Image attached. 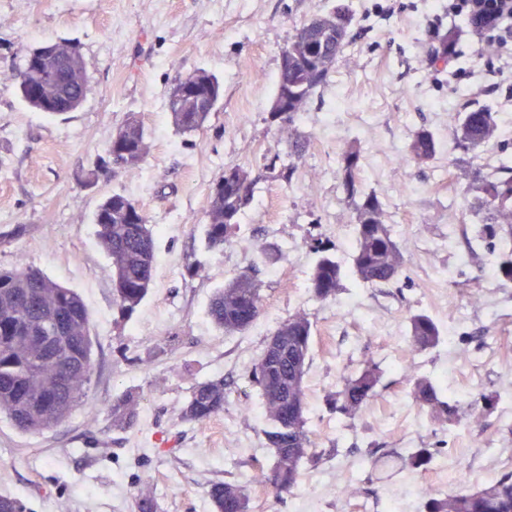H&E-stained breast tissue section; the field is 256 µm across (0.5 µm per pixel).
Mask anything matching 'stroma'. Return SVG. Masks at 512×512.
Here are the masks:
<instances>
[{"label":"stroma","instance_id":"1","mask_svg":"<svg viewBox=\"0 0 512 512\" xmlns=\"http://www.w3.org/2000/svg\"><path fill=\"white\" fill-rule=\"evenodd\" d=\"M346 2L351 34L327 83L296 121L307 140L291 184L264 177L267 156L287 155L288 134L269 114L279 54L296 29ZM452 33L446 69L430 66L436 36ZM66 40L84 61L90 90L72 112L32 108L19 89L28 49ZM476 31L448 16V0H0V231L25 236L0 246V268L18 258L75 290L91 316L94 375L85 404L35 434L0 419V494L29 512H136L149 486L159 512H213L212 483L248 487L251 512H361L376 500L392 512H422V490L448 493L512 471V285L487 280L494 262L477 218L462 205L471 173L512 159V85L481 54ZM214 75L222 98L203 127L179 132L169 99L183 77ZM497 112L495 137L477 155L457 146L460 113ZM147 133L137 170L94 174L129 116ZM429 130L435 157L409 158L416 132ZM361 152L359 181L382 203L405 256L394 281L362 285L345 276L337 300L312 297L318 225L341 261L354 247L355 213L337 171L347 145ZM249 167L258 181L237 240L208 247L204 225L212 184L225 166ZM137 201L156 230L148 296L128 317L112 303V263L93 215L109 195ZM261 285L253 328L228 335L207 315L224 282L241 273ZM481 295L473 303L470 290ZM313 327L304 379L308 429L322 455L299 485L276 499L251 484V461L270 460L262 399L249 371L267 337L296 311ZM424 313L446 338L411 353L408 317ZM372 357L384 387L354 420L328 400L341 374ZM412 368L470 401L499 396L480 425L443 427L407 394ZM221 378L223 414L200 428L181 418L192 382ZM140 399L138 426H112V400ZM436 449L424 471L404 459ZM357 487L338 495L336 485Z\"/></svg>","mask_w":512,"mask_h":512}]
</instances>
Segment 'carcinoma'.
I'll list each match as a JSON object with an SVG mask.
<instances>
[{
  "mask_svg": "<svg viewBox=\"0 0 512 512\" xmlns=\"http://www.w3.org/2000/svg\"><path fill=\"white\" fill-rule=\"evenodd\" d=\"M353 15L339 4L328 15L309 20L296 30L288 46L297 64L278 71L276 95L288 94V156L300 155L307 140L292 129L297 115L305 111L309 99L328 80L337 57L346 42ZM33 84L56 90V100L36 97L31 87L20 86L21 95L33 108L49 115L76 110L89 91V79L83 61H78L66 84H61L54 62L42 59L30 67ZM199 74L209 84L198 87L193 97L173 95L169 108L176 127L184 133L203 126L215 107H206L210 98L220 95L218 80L208 72ZM497 115L478 107L459 116L458 144L473 153L485 148L497 131ZM118 136L125 152L113 148L96 162L98 169L130 172L139 168L147 154L146 133L137 119H127ZM436 154L433 134L420 130L410 144V158L425 162ZM360 150L350 148L342 155L341 185L355 211V247L351 255L352 273L363 284H386L404 268V254L394 238L385 210L372 194L358 185ZM274 178L292 181L295 165L276 153L266 165ZM257 178L238 164L224 167V173L210 190L205 234L216 247L235 241L239 218L253 201ZM465 209L481 218L482 237L495 247L500 237L508 247L498 252L497 278L512 284V162L505 161L486 175L472 176L462 192ZM96 236L112 262L115 304L121 314L132 315L148 294L156 261L153 228L137 202L122 194L106 197L94 215ZM321 253L309 279V290L319 301H334L342 288L343 266L330 254V248L317 240L313 245ZM262 310L260 284L242 272L224 283L210 301L212 322L228 334L250 328ZM273 335L280 338L273 349L265 346L255 362L251 377L259 387L267 422L264 436L273 461L252 463L253 480L287 494L299 483L303 465L320 458L312 448L307 430V401L304 376L312 350V323L298 311L281 322ZM441 329L428 315L409 317L411 351L420 353L435 347ZM93 339L90 313L83 299L70 288L49 278L40 269L18 263L0 269V418H6L22 433L51 429L66 419L83 402L94 373ZM382 374L371 359L340 377L331 398L335 412L355 419L375 398ZM403 379L415 403L442 426L463 420L479 424L494 407L496 398L482 393L464 407L443 395L431 380L404 371ZM227 384L224 379L194 382L182 408L183 420L200 428L207 427L224 413ZM138 401L132 395L112 401V427L130 428L137 420ZM435 448H417L405 459L413 469L425 470L433 461ZM216 512H249V497L244 486L232 481L216 482L209 487ZM137 512H156L150 488L139 489ZM424 512H512V472L470 487L460 480L457 488L442 496L424 495Z\"/></svg>",
  "mask_w": 512,
  "mask_h": 512,
  "instance_id": "cac0c4a2",
  "label": "carcinoma"
}]
</instances>
